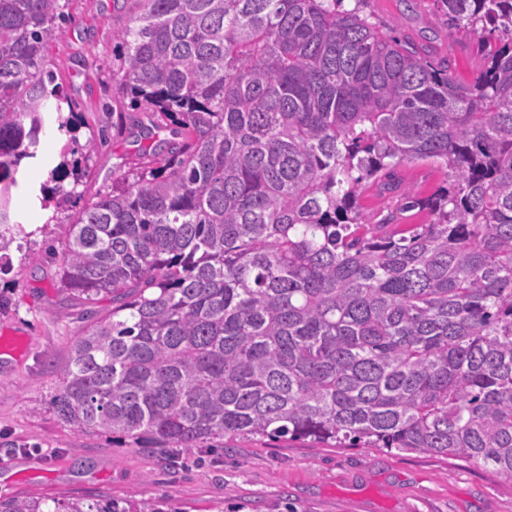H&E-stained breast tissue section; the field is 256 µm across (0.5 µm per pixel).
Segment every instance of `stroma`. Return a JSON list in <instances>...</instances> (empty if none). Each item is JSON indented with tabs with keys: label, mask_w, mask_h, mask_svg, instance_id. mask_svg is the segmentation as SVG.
Wrapping results in <instances>:
<instances>
[{
	"label": "stroma",
	"mask_w": 512,
	"mask_h": 512,
	"mask_svg": "<svg viewBox=\"0 0 512 512\" xmlns=\"http://www.w3.org/2000/svg\"><path fill=\"white\" fill-rule=\"evenodd\" d=\"M133 11L132 0H70L66 32L49 46L52 70L88 119L80 141L129 109L112 85V31ZM363 11L451 62L460 80L475 73L473 39L448 28L438 0H364ZM66 140L47 131L12 190L13 218L33 238L27 260L0 277V294L12 300L0 312V332L25 341L21 355L0 363V499L167 498L195 512L217 504L224 512H512L511 477L447 457L265 437L240 438L172 462L167 452L60 422L48 402L56 369L83 330V306L58 287V267L44 258L48 245L61 243L66 226L47 224L33 194L47 178L46 159L57 157ZM138 147L128 134L108 138L89 161L82 203L111 185L113 171Z\"/></svg>",
	"instance_id": "obj_1"
}]
</instances>
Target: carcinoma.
Masks as SVG:
<instances>
[{"label":"carcinoma","instance_id":"cac0c4a2","mask_svg":"<svg viewBox=\"0 0 512 512\" xmlns=\"http://www.w3.org/2000/svg\"><path fill=\"white\" fill-rule=\"evenodd\" d=\"M480 43L468 82L361 0H136L113 73L147 140L76 208L85 121L49 67L69 0H0V275L30 234L11 189L68 135L40 207L92 306L48 403L63 423L190 454L310 437L512 477V0H438ZM447 179L419 196L397 167ZM401 192L377 220L364 190ZM430 215L400 228L404 210ZM0 512H187L152 499H0Z\"/></svg>","mask_w":512,"mask_h":512}]
</instances>
